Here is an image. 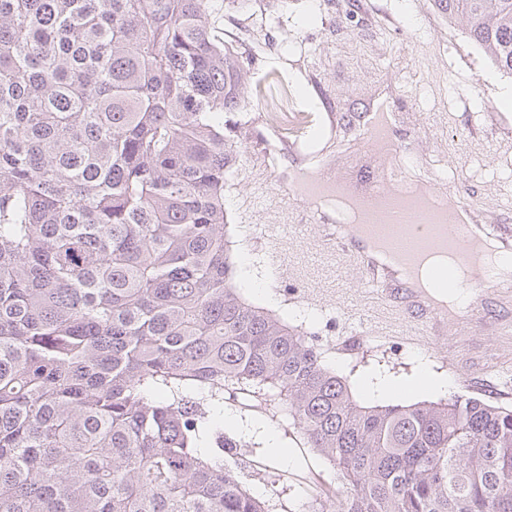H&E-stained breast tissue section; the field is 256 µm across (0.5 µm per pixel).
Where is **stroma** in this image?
I'll return each mask as SVG.
<instances>
[{"instance_id":"1","label":"stroma","mask_w":512,"mask_h":512,"mask_svg":"<svg viewBox=\"0 0 512 512\" xmlns=\"http://www.w3.org/2000/svg\"><path fill=\"white\" fill-rule=\"evenodd\" d=\"M216 7L225 41L247 60L245 116L226 131L238 159L224 191L244 297L317 335L325 365L351 392L368 375L406 385L425 361L447 375V392L512 407V375L501 365L512 358V336L495 331L512 299L500 304L492 280L467 287L454 338L409 348L385 341L390 319L364 273L324 256L311 268L296 261L290 278L297 288L285 293L261 236L264 226L287 223L317 236L307 217L315 202L292 190L299 175L347 171L361 191L368 174L388 178L383 147L362 143L358 129L362 114L381 108L413 175L462 191L476 219L512 210V104L503 99L512 76L493 66L465 26L449 23L431 0H216ZM270 107L282 112L281 126L254 129L252 117ZM310 112L334 113L335 131L302 152L286 150L297 138L298 116ZM255 145L267 154L260 192L250 178L248 151ZM285 189L292 200L286 212L273 201ZM452 354L457 363L451 368ZM224 411L233 418L226 435L243 445L228 465L270 512H302L336 490V470L305 447L287 415L230 400ZM267 430L288 448L290 464L267 454Z\"/></svg>"}]
</instances>
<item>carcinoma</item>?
<instances>
[{"label":"carcinoma","instance_id":"obj_1","mask_svg":"<svg viewBox=\"0 0 512 512\" xmlns=\"http://www.w3.org/2000/svg\"><path fill=\"white\" fill-rule=\"evenodd\" d=\"M512 75V0H434ZM213 0H0V512H269L211 444L270 401L336 512H512V409L364 407L242 298Z\"/></svg>","mask_w":512,"mask_h":512}]
</instances>
